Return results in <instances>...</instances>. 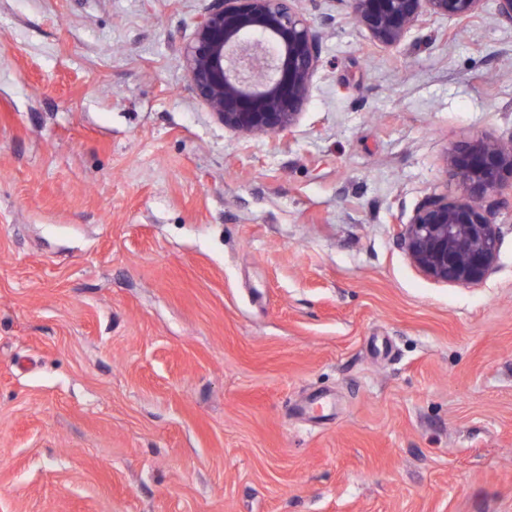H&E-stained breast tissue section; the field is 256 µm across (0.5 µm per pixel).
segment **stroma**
<instances>
[{
  "mask_svg": "<svg viewBox=\"0 0 512 512\" xmlns=\"http://www.w3.org/2000/svg\"><path fill=\"white\" fill-rule=\"evenodd\" d=\"M208 4L0 0V512H512V184L483 285L398 246L512 139V26L303 0L309 103L246 136L176 52ZM483 0H352L351 14L377 43L396 47L427 17L462 21L472 17Z\"/></svg>",
  "mask_w": 512,
  "mask_h": 512,
  "instance_id": "stroma-1",
  "label": "stroma"
}]
</instances>
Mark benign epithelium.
<instances>
[{"instance_id": "benign-epithelium-1", "label": "benign epithelium", "mask_w": 512, "mask_h": 512, "mask_svg": "<svg viewBox=\"0 0 512 512\" xmlns=\"http://www.w3.org/2000/svg\"><path fill=\"white\" fill-rule=\"evenodd\" d=\"M301 0H210L179 58L193 93L224 124L246 135L294 127L309 102L321 64L319 33ZM482 0H352L351 14L377 43L396 47L427 18L462 21ZM512 139H468L448 156L459 193L428 196L400 235L413 268L427 280L477 287L496 266L501 227L487 210L505 174Z\"/></svg>"}]
</instances>
